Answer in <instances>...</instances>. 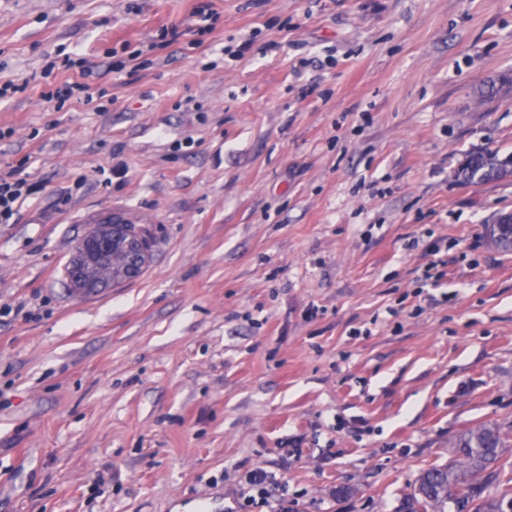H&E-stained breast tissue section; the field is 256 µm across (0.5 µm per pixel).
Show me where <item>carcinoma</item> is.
Listing matches in <instances>:
<instances>
[{
  "instance_id": "1",
  "label": "carcinoma",
  "mask_w": 512,
  "mask_h": 512,
  "mask_svg": "<svg viewBox=\"0 0 512 512\" xmlns=\"http://www.w3.org/2000/svg\"><path fill=\"white\" fill-rule=\"evenodd\" d=\"M512 175V154L477 152L469 155L457 171L458 179L470 183L500 180ZM507 215L495 217L488 230L490 243L502 250L512 249V226ZM126 257L122 245L114 247L108 260L92 266L74 255L66 268L73 290L87 294L98 287L108 288L124 278ZM81 268L82 278H74ZM509 434L494 425H480L463 432L455 440L454 455L448 464L426 470L416 481L407 499L405 512H505L507 497L489 498L484 491L489 482L499 478L495 470L500 449L507 447Z\"/></svg>"
}]
</instances>
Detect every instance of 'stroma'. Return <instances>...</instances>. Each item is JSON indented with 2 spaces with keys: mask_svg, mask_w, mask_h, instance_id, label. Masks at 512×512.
Returning <instances> with one entry per match:
<instances>
[{
  "mask_svg": "<svg viewBox=\"0 0 512 512\" xmlns=\"http://www.w3.org/2000/svg\"><path fill=\"white\" fill-rule=\"evenodd\" d=\"M198 2L0 0V167L36 185L0 223V512H241L256 465L289 512H403L512 430V177H456L512 152V0H209L197 46ZM109 213L153 256L78 294ZM456 175L458 179L470 183L503 179L512 175V154L473 153L466 158ZM507 213H502L495 217L488 230L490 243L502 250L512 249V229L509 224H505Z\"/></svg>",
  "mask_w": 512,
  "mask_h": 512,
  "instance_id": "stroma-1",
  "label": "stroma"
}]
</instances>
